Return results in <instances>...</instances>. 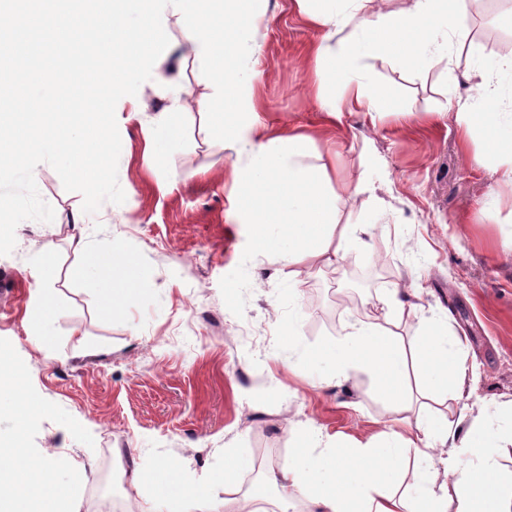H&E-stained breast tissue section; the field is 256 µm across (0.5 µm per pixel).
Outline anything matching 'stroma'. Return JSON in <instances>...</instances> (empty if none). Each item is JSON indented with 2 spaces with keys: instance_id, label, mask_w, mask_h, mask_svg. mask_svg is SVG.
<instances>
[{
  "instance_id": "1",
  "label": "stroma",
  "mask_w": 512,
  "mask_h": 512,
  "mask_svg": "<svg viewBox=\"0 0 512 512\" xmlns=\"http://www.w3.org/2000/svg\"><path fill=\"white\" fill-rule=\"evenodd\" d=\"M512 0H485L462 15L467 48L411 70L383 56L361 61L375 87L391 92L395 112L345 113L330 127L316 101L306 62L322 30L307 24L295 0H265L255 35L260 51L252 79L267 134H319L339 154L337 184L363 179L367 192L341 194L344 224H371L372 236L350 240L339 264H286L255 255L248 225L230 215L234 155L213 140L198 108L212 91L195 61L171 52L170 75L188 94L180 139L153 161L146 129L172 101L148 81L115 114L122 149V204L103 203L73 225L83 197L41 164L35 179L52 222H21L16 246L0 255V352L18 368L25 396L42 410L24 451L45 458L57 482L76 464L92 474L77 512H108L97 488L140 512L152 491L150 472L168 464L189 485L209 482L182 512H224L247 475L225 487L224 451L285 459L293 431L317 426L336 441H363L393 426L397 414L377 396L370 376L320 380L304 359L283 368L284 329L294 323L303 346L321 347L346 324L385 320L381 298L397 286L418 289L397 319L405 341L425 323L447 321L481 370L470 397L435 396L449 421L459 413L488 417L489 400L512 399V257L502 244L512 225V186L502 183L482 135L461 141L449 101L479 106L472 74L494 65L499 37L512 38ZM85 247L76 250L74 238ZM52 251L56 276L35 267ZM122 254L136 263L139 289L125 304L82 277L93 259ZM61 308L42 341L37 296ZM140 482H133V472Z\"/></svg>"
}]
</instances>
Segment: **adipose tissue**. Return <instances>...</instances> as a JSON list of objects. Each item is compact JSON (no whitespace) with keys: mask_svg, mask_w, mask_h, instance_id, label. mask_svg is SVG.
<instances>
[{"mask_svg":"<svg viewBox=\"0 0 512 512\" xmlns=\"http://www.w3.org/2000/svg\"><path fill=\"white\" fill-rule=\"evenodd\" d=\"M296 4L312 26L324 31L310 50L312 90L333 124L346 112L391 111L386 92L355 79L360 59L386 56L405 67L434 60L441 50V21L463 13L466 0H410L408 7L376 22L359 17L345 0ZM345 27L350 36L337 38ZM476 76L484 105H458L459 131L465 140L482 134L501 181L512 185V113L501 111V87L488 71L478 70ZM234 151L232 212L249 225L256 254L333 265L352 237L370 234L371 225L339 222L333 187L338 159L323 157L310 135L261 137L247 130ZM84 272L111 284L116 298H129L137 288L135 264L128 258L95 261ZM286 348L303 353L313 365H327L339 381L352 369H366L392 409L406 402L410 371H417L426 391H449L459 398L466 384L480 378L466 362L462 338L435 319L411 347L386 325L358 320L313 351L304 350L295 330H288ZM495 415L497 424L490 427L463 415L451 423L424 409L418 420H400L398 429L355 444L324 440L317 427L297 429L293 453L278 470L263 475L276 501L251 490L225 500L224 512H287L297 497L304 499L307 512H512V488L504 486L497 464L499 435L512 429V403L497 406ZM416 440L421 443L417 458L427 467L419 482L406 487L405 451ZM46 469L40 459L0 456V512H70L71 501L89 481V470L71 469L66 492L55 494ZM452 487L457 490L453 505L448 502Z\"/></svg>","mask_w":512,"mask_h":512,"instance_id":"adipose-tissue-1","label":"adipose tissue"}]
</instances>
